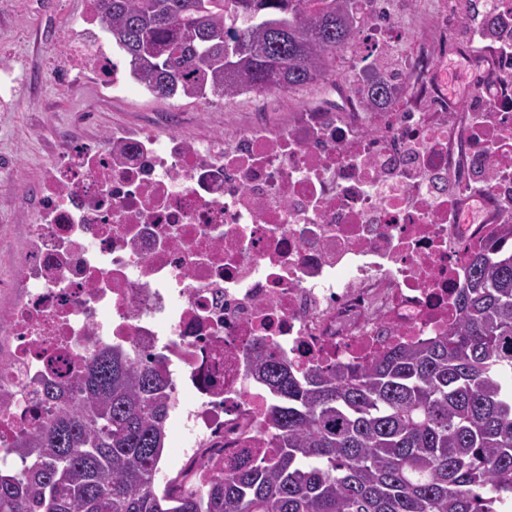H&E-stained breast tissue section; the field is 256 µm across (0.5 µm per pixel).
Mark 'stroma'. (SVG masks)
Returning <instances> with one entry per match:
<instances>
[{
    "label": "stroma",
    "mask_w": 512,
    "mask_h": 512,
    "mask_svg": "<svg viewBox=\"0 0 512 512\" xmlns=\"http://www.w3.org/2000/svg\"><path fill=\"white\" fill-rule=\"evenodd\" d=\"M87 0H53V14L38 41L40 19L29 0H0V54L5 55L22 80L16 107L0 106V157L12 160L0 166V307L11 300L9 288L23 264L30 220V185L43 177L59 146L60 132L92 141L102 133L143 121L155 112H171L179 120L155 128L156 136L176 132L187 138L223 131L241 115L271 105V93H251L234 99L209 96L199 103L160 99L141 87L115 97L111 107L98 108L100 84L86 78L69 89L54 76L55 50L72 20L82 17Z\"/></svg>",
    "instance_id": "35a3bbf8"
}]
</instances>
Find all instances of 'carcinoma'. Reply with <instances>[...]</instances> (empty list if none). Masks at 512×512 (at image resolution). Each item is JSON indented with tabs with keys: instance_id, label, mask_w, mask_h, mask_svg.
<instances>
[{
	"instance_id": "obj_1",
	"label": "carcinoma",
	"mask_w": 512,
	"mask_h": 512,
	"mask_svg": "<svg viewBox=\"0 0 512 512\" xmlns=\"http://www.w3.org/2000/svg\"><path fill=\"white\" fill-rule=\"evenodd\" d=\"M132 79L162 99L300 91L361 62L366 0H98ZM392 76L369 86L385 109ZM470 258L442 336L363 368L298 371L268 348L247 360L269 394L264 459L242 461L201 494L155 474L171 383L163 356L104 348L0 468V512H501L512 502V223Z\"/></svg>"
}]
</instances>
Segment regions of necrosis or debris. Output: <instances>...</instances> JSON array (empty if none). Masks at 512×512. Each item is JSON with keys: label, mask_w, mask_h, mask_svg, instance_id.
Here are the masks:
<instances>
[{"label": "necrosis or debris", "mask_w": 512, "mask_h": 512, "mask_svg": "<svg viewBox=\"0 0 512 512\" xmlns=\"http://www.w3.org/2000/svg\"><path fill=\"white\" fill-rule=\"evenodd\" d=\"M425 6L389 111L369 102L362 66L280 121L65 141L32 192L28 260L0 308V463L41 424L44 378L71 380L121 346L163 354L188 438L181 486L198 493L269 452L268 396L246 371L254 344L302 369L356 368L447 333L469 255L512 211V0H487L465 40L450 0ZM72 28L70 77L91 67L109 93L126 90L98 0ZM451 56L474 93L449 91ZM484 96L501 110L477 114Z\"/></svg>", "instance_id": "necrosis-or-debris-1"}]
</instances>
